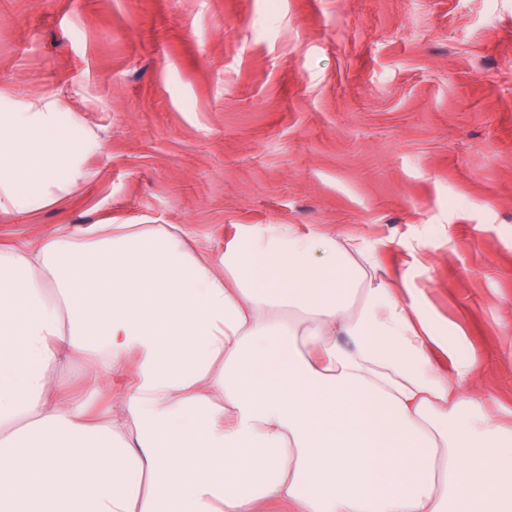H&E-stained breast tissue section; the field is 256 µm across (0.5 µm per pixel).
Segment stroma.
<instances>
[{"instance_id":"35a3bbf8","label":"stroma","mask_w":512,"mask_h":512,"mask_svg":"<svg viewBox=\"0 0 512 512\" xmlns=\"http://www.w3.org/2000/svg\"><path fill=\"white\" fill-rule=\"evenodd\" d=\"M67 90L96 178L26 246L100 222L318 224L383 257L468 336L512 428V0H0V95ZM105 410L85 358L50 371Z\"/></svg>"}]
</instances>
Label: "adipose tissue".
Here are the masks:
<instances>
[{
	"instance_id": "ef3b65f1",
	"label": "adipose tissue",
	"mask_w": 512,
	"mask_h": 512,
	"mask_svg": "<svg viewBox=\"0 0 512 512\" xmlns=\"http://www.w3.org/2000/svg\"><path fill=\"white\" fill-rule=\"evenodd\" d=\"M102 147L61 98H0V213L90 182ZM467 346L379 242L313 224L0 244V425L24 423L0 512H512V430ZM84 353L101 424L47 376Z\"/></svg>"
}]
</instances>
